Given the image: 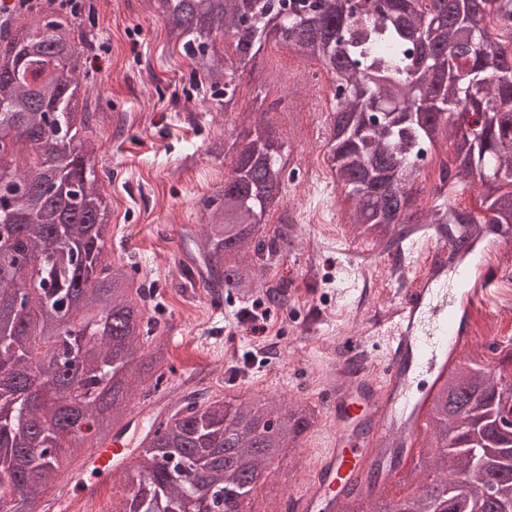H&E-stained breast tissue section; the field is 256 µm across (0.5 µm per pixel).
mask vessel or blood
Masks as SVG:
<instances>
[{
    "instance_id": "1",
    "label": "vessel or blood",
    "mask_w": 512,
    "mask_h": 512,
    "mask_svg": "<svg viewBox=\"0 0 512 512\" xmlns=\"http://www.w3.org/2000/svg\"><path fill=\"white\" fill-rule=\"evenodd\" d=\"M448 249L439 235L412 244L411 253L423 259L420 273L352 338L344 362L327 363L323 391L331 428L313 480L290 499L292 512H335L347 492L359 490L374 462L389 458L393 443H402L404 461L417 455L428 431L430 401L468 345L459 313L491 298L478 263L459 271L472 282L464 297L449 296L441 279ZM133 455L121 429L87 448L53 497V512H68L72 496L92 499Z\"/></svg>"
}]
</instances>
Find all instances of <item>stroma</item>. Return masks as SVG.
I'll return each instance as SVG.
<instances>
[{
    "instance_id": "35a3bbf8",
    "label": "stroma",
    "mask_w": 512,
    "mask_h": 512,
    "mask_svg": "<svg viewBox=\"0 0 512 512\" xmlns=\"http://www.w3.org/2000/svg\"><path fill=\"white\" fill-rule=\"evenodd\" d=\"M77 16L90 45L77 77L91 121L83 132L105 160L99 186L111 212L104 253L128 265L134 287L148 293L144 318L169 348L161 390L175 402L197 386L209 395L240 400L262 391L281 400L320 406L322 377L316 349L336 344V326L352 324L359 306L377 307L388 285L373 286L364 268L393 260V252L357 236L338 202L340 189L322 168L328 151L329 112L336 108L331 82L317 63L282 54L267 39L238 69L232 107L191 60L169 44L152 0H92ZM151 69L152 85L138 79ZM275 100L273 115L292 163L283 186L298 241L261 272L246 299L213 298L191 283L202 242L200 207L230 169L223 144L232 130L250 128ZM147 110V125L104 133L107 113ZM284 303L268 299L280 281ZM467 356L497 365L490 340L512 337L511 309H480L465 319ZM313 460L306 445L290 449L272 476L254 490L248 512H285L288 496L304 486Z\"/></svg>"
}]
</instances>
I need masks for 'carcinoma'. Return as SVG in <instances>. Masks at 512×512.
<instances>
[{
    "label": "carcinoma",
    "mask_w": 512,
    "mask_h": 512,
    "mask_svg": "<svg viewBox=\"0 0 512 512\" xmlns=\"http://www.w3.org/2000/svg\"><path fill=\"white\" fill-rule=\"evenodd\" d=\"M168 36L194 72L231 77L225 41L249 55L271 33L287 53L332 76L325 161L358 236L391 247L446 227L452 257L468 254L475 226H512V0H383L356 10L348 0H153ZM16 10L0 22V240L16 261L0 279V512H28L63 473V441L84 426L102 439L127 415L136 392L154 394L168 361L153 328L127 299V266L101 264L109 213L94 153L79 135V52L71 24L42 26ZM249 26L241 30L243 18ZM230 135L232 165L201 210V281L211 292L247 296L259 273L293 246L280 212L288 153L268 115ZM450 146L429 210L418 203L419 162ZM472 179L482 213L455 206L451 189ZM50 394L28 397L33 360ZM512 379L480 357L448 372L429 414V449L413 469L420 491L380 498L366 512H504L512 505ZM318 420L315 407L261 392L225 409L224 399L183 396L159 422L120 480V512H195L237 498Z\"/></svg>",
    "instance_id": "cac0c4a2"
}]
</instances>
